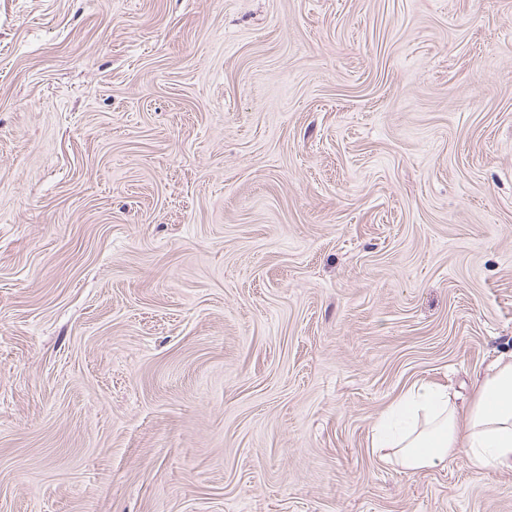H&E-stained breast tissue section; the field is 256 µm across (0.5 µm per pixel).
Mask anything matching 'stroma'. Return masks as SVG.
<instances>
[{
	"label": "stroma",
	"instance_id": "35a3bbf8",
	"mask_svg": "<svg viewBox=\"0 0 512 512\" xmlns=\"http://www.w3.org/2000/svg\"><path fill=\"white\" fill-rule=\"evenodd\" d=\"M509 353L512 0H0V512H512ZM475 386L459 412L448 390L413 384L375 425L371 448L409 473L443 466L459 448L475 472L512 469V353L488 365Z\"/></svg>",
	"mask_w": 512,
	"mask_h": 512
}]
</instances>
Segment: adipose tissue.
<instances>
[{
	"instance_id": "ef3b65f1",
	"label": "adipose tissue",
	"mask_w": 512,
	"mask_h": 512,
	"mask_svg": "<svg viewBox=\"0 0 512 512\" xmlns=\"http://www.w3.org/2000/svg\"><path fill=\"white\" fill-rule=\"evenodd\" d=\"M371 445L409 473L446 464L461 448L475 472L512 469V354L486 367L462 411L448 390L413 384L375 425Z\"/></svg>"
}]
</instances>
